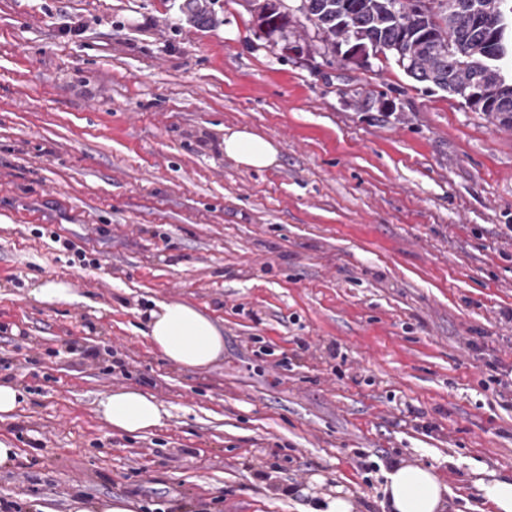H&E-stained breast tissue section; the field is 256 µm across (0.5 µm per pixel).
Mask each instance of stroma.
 I'll use <instances>...</instances> for the list:
<instances>
[{"label": "stroma", "instance_id": "1", "mask_svg": "<svg viewBox=\"0 0 512 512\" xmlns=\"http://www.w3.org/2000/svg\"><path fill=\"white\" fill-rule=\"evenodd\" d=\"M0 0V500L73 512H383L433 467L448 512L512 476V128L363 67L270 45L243 0ZM80 34H71L73 26ZM276 165L225 155V130ZM73 243L67 251L62 240ZM65 283L40 303L33 283ZM211 318L204 368L145 336L157 302ZM169 415L145 434L113 391ZM226 131L224 153L227 156L253 169H265L276 164L278 149L268 139L246 129ZM69 288L62 282L43 279L30 290V296L40 303H57L67 301L70 297ZM104 419L126 433H143L162 426L168 412L155 399L137 390L116 391L100 401ZM385 477L382 505L388 507L389 512L448 510V486L432 467L400 460L392 464Z\"/></svg>", "mask_w": 512, "mask_h": 512}]
</instances>
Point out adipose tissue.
Instances as JSON below:
<instances>
[{"label": "adipose tissue", "instance_id": "1", "mask_svg": "<svg viewBox=\"0 0 512 512\" xmlns=\"http://www.w3.org/2000/svg\"><path fill=\"white\" fill-rule=\"evenodd\" d=\"M224 152L243 166L265 169L276 164L278 150L268 139L245 129L224 135ZM147 338L169 361L204 367L224 352V337L206 315L184 303H160L147 312ZM104 419L126 433L162 426L168 415L155 399L137 390H120L101 400ZM383 504L390 512H446L448 488L433 468L403 460L385 473Z\"/></svg>", "mask_w": 512, "mask_h": 512}]
</instances>
